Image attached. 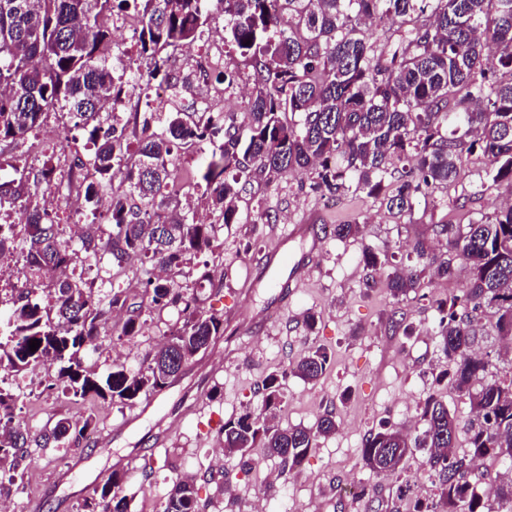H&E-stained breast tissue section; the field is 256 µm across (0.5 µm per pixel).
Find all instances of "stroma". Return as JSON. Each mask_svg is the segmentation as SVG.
<instances>
[{
  "label": "stroma",
  "instance_id": "stroma-1",
  "mask_svg": "<svg viewBox=\"0 0 512 512\" xmlns=\"http://www.w3.org/2000/svg\"><path fill=\"white\" fill-rule=\"evenodd\" d=\"M85 136L73 120L49 113L29 135V165L42 167L65 149H83ZM490 164L472 156L455 188L419 195L414 210L396 215L363 193L325 203L311 190L305 173H284L271 181L253 183L239 203L240 209L266 210L273 224H233L224 230L223 263L216 272L224 290L214 294L199 288L203 305L224 315L238 308L258 316L272 305L283 304L280 319L261 331L247 332L225 324L204 354L189 364L166 390L141 396L132 404L71 401L57 384L54 365L20 376L16 413L23 427L37 433L59 418L95 416V436L111 432L107 445L93 438L71 447H30L18 467L0 463V512H80L122 458H129L125 493L128 512H158L172 478L190 475L198 488L201 512H405L414 501L433 498L435 488L423 465L422 452L405 463L400 478L369 474L361 461L362 441L368 430L388 421L403 428L417 424V414L428 394L442 398L461 421H468V403L450 385L437 383L448 361L435 336L438 304L459 295L464 271L439 278L425 276L418 292L393 299L384 279L367 284L362 264L365 249L388 248L393 264H416L412 251L424 240L429 253L443 247L432 236L433 224H466L493 212L507 189L477 194ZM324 225L356 224L357 237L340 240L323 234L317 256L309 245L288 239L293 224L308 214ZM294 262L316 265L297 288L288 285V268L277 271L279 288H268L266 253L280 237ZM317 313L314 331L302 323L307 311ZM178 319L167 310L154 317L145 335L121 339V317H113L95 345L83 350L86 365L106 373L113 359L127 369L141 366L143 355L159 342L167 326ZM322 346L333 354L326 373L308 383L291 376L289 367L309 348ZM271 373L286 374L284 406L276 418L280 427L310 426L327 411H334L337 430L319 439L301 466L280 472L278 465L262 461L261 449H252L257 464L241 467L238 458L219 452L220 428L226 419L245 408L259 409L260 385ZM229 471L238 495L228 500L222 492V471ZM367 485L370 498L340 494V487Z\"/></svg>",
  "mask_w": 512,
  "mask_h": 512
}]
</instances>
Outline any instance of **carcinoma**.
Instances as JSON below:
<instances>
[{"instance_id": "carcinoma-1", "label": "carcinoma", "mask_w": 512, "mask_h": 512, "mask_svg": "<svg viewBox=\"0 0 512 512\" xmlns=\"http://www.w3.org/2000/svg\"><path fill=\"white\" fill-rule=\"evenodd\" d=\"M137 21L138 56L146 78L161 77L174 94L190 88L169 61L209 38V21L224 19L225 43L251 69L247 121L224 112H131L124 119L131 76L113 55V16ZM288 16V29L280 22ZM198 69L207 80L231 84L237 71ZM62 110L86 136L85 151L63 153L66 174L45 162L0 184V209L16 215L0 223V263L19 252L10 271V298L0 318V377L14 379L47 364L74 400L133 402L169 387L183 368L224 334V319L207 313L195 288L217 293L223 261L220 236L230 224H270L266 211H241L247 185L299 170L312 189L335 195L364 192L390 211L409 213L419 194L455 186L470 156L490 160L480 191H512V0H0V154L16 152L45 114ZM201 159L195 184L212 220L199 223L182 199L189 183L174 176L182 157ZM75 198L76 209L97 212L108 197V224H86L78 240L65 237L42 196ZM447 257L438 277L468 269L461 296L439 308L435 335L452 368L451 384L467 400L477 424L434 394L421 406L422 430L381 425L363 442L364 466L376 476H398L413 449L435 496L412 512H512V378L486 379L491 357L473 352L476 329L469 309L496 316L499 340L512 342V203L468 224H434ZM109 256L113 277L131 259L166 271L140 281V293L69 269ZM388 249H366L367 276H386L394 298L417 292L426 269L386 271ZM184 281H179V278ZM167 308L180 321L144 356L143 369L113 363L102 375L83 366L81 349L124 313L121 336H141L146 316ZM40 346L30 351L29 341ZM332 355L311 349L291 374L315 382ZM283 379L262 385V408L224 421L223 451L297 469L321 437L336 433L335 415L310 427L275 423ZM16 394L0 389V462L17 459L33 442L74 443L92 420L62 418L33 436L15 424ZM465 446H459L460 434ZM487 459L506 467L493 495L479 489L476 472ZM126 473L112 471L99 498L81 512H128ZM160 512H200L194 479L177 476Z\"/></svg>"}]
</instances>
